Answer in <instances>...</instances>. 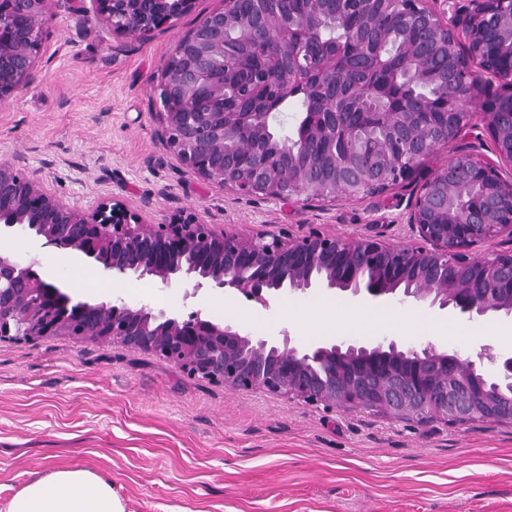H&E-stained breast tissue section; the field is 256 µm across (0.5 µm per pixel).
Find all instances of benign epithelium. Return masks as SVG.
I'll return each instance as SVG.
<instances>
[{"label":"benign epithelium","mask_w":512,"mask_h":512,"mask_svg":"<svg viewBox=\"0 0 512 512\" xmlns=\"http://www.w3.org/2000/svg\"><path fill=\"white\" fill-rule=\"evenodd\" d=\"M447 0H322V12L304 27L279 26L275 43L288 50V67L272 76L282 86L303 57L325 48L310 33L330 19L361 10L372 22L356 41L384 46L394 30L412 39L409 68L444 80L451 109L420 112L414 105L372 113L383 136L368 144L362 162L354 135L321 122L288 154V192L269 167L246 164L262 143L227 121L224 112V31L241 29L257 52L270 45V16L288 0H254L237 18V0L205 16L178 41L156 87L158 137L190 172L244 197L331 202L388 190L414 176L403 163L405 146L421 144L420 158L471 127L478 116L498 159L512 163V0H468L447 17L433 7ZM94 14L115 34L141 37L189 13L195 0H92ZM55 0H0V101L36 79L54 38ZM308 102L318 116L335 112L319 90ZM24 159L0 162V234L22 230L116 276L150 277L169 284L178 274L206 286L231 288L266 306L288 290H340L380 301L395 295L453 309L472 320L489 312L512 316V250L476 260L472 248L496 237L512 240V176L498 163L461 150L422 185L407 224L421 240L397 247L370 237L260 231L238 235L195 219L152 224L121 202L104 198L83 208L30 174ZM0 258V340L30 342L45 336L109 341L165 359L192 378L234 390L258 391L325 410L359 409L391 420L449 426L491 422L512 426V355L481 353L496 364V379L470 358L418 352L395 339L374 346L320 343L303 347L283 336H251L202 311L187 317L124 303L75 299L62 280Z\"/></svg>","instance_id":"obj_1"}]
</instances>
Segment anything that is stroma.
Returning a JSON list of instances; mask_svg holds the SVG:
<instances>
[{
  "label": "stroma",
  "instance_id": "stroma-1",
  "mask_svg": "<svg viewBox=\"0 0 512 512\" xmlns=\"http://www.w3.org/2000/svg\"><path fill=\"white\" fill-rule=\"evenodd\" d=\"M224 0L142 38L110 32L91 0L56 9V43L36 82L0 102V161L31 173L82 206L109 196L155 224L197 217L231 233L260 230L417 244L406 224L422 184L459 150L493 157L489 136L465 131L436 146L416 175L384 193L298 204L245 198L185 169L159 141L154 89L178 39ZM0 254L66 279L70 256L22 231L0 235ZM185 281L117 277L75 296L169 316L203 309L253 336L288 333L302 346L394 339L416 350L474 358L512 353L499 330L512 317L467 321L411 299L375 302L339 293H284L261 306L228 289L184 295ZM385 311L381 327L341 336L329 309ZM252 312L248 321L238 314ZM448 335H440L441 326ZM62 468L108 480L122 512H512V427L391 421L328 412L187 376L166 360L119 344L47 336L0 342V512L30 483Z\"/></svg>",
  "mask_w": 512,
  "mask_h": 512
}]
</instances>
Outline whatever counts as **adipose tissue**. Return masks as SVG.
Masks as SVG:
<instances>
[{
    "instance_id": "obj_1",
    "label": "adipose tissue",
    "mask_w": 512,
    "mask_h": 512,
    "mask_svg": "<svg viewBox=\"0 0 512 512\" xmlns=\"http://www.w3.org/2000/svg\"><path fill=\"white\" fill-rule=\"evenodd\" d=\"M8 512H119L111 485L87 469H59L15 497Z\"/></svg>"
}]
</instances>
